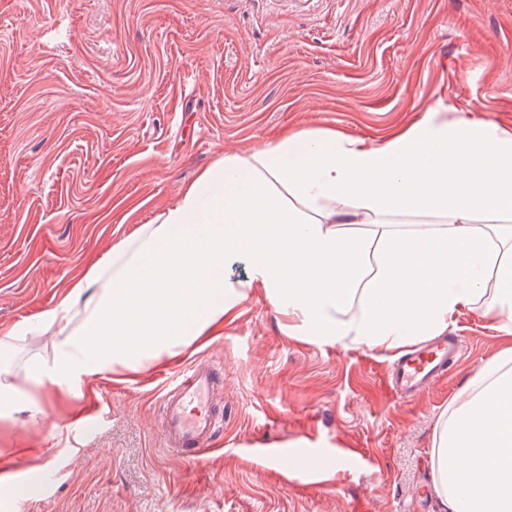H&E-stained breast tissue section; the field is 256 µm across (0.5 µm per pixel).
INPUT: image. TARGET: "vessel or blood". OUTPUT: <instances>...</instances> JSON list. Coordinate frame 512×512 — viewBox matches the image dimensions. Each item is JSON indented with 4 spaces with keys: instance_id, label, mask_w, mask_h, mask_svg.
Masks as SVG:
<instances>
[{
    "instance_id": "1",
    "label": "vessel or blood",
    "mask_w": 512,
    "mask_h": 512,
    "mask_svg": "<svg viewBox=\"0 0 512 512\" xmlns=\"http://www.w3.org/2000/svg\"><path fill=\"white\" fill-rule=\"evenodd\" d=\"M464 355L461 340L451 338L428 344L406 355L393 372L398 393L412 397L440 374L457 365ZM224 367L212 360H197L180 369L161 398L166 448L197 463L209 451L224 422L219 392Z\"/></svg>"
}]
</instances>
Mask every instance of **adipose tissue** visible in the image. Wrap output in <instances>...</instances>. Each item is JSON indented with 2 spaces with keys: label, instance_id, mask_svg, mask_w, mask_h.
<instances>
[{
  "label": "adipose tissue",
  "instance_id": "obj_1",
  "mask_svg": "<svg viewBox=\"0 0 512 512\" xmlns=\"http://www.w3.org/2000/svg\"><path fill=\"white\" fill-rule=\"evenodd\" d=\"M253 299L287 335L380 353L481 309L505 345L439 414L432 485L444 512H512V125L436 107L379 141L300 128L224 153L0 357L57 336L26 379L73 396L91 372L177 361Z\"/></svg>",
  "mask_w": 512,
  "mask_h": 512
}]
</instances>
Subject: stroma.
Masks as SVG:
<instances>
[{
	"instance_id": "35a3bbf8",
	"label": "stroma",
	"mask_w": 512,
	"mask_h": 512,
	"mask_svg": "<svg viewBox=\"0 0 512 512\" xmlns=\"http://www.w3.org/2000/svg\"><path fill=\"white\" fill-rule=\"evenodd\" d=\"M438 104L512 123V0H0V332L225 151L307 126L376 140ZM449 331L464 359L403 401L391 358L286 336L250 301L179 364L0 417V512H442L435 421L503 346L478 310ZM55 346L17 339L10 374ZM201 357L224 363V432L195 464L163 449L161 397ZM322 457L334 472L286 466ZM48 458L55 482L16 496Z\"/></svg>"
}]
</instances>
